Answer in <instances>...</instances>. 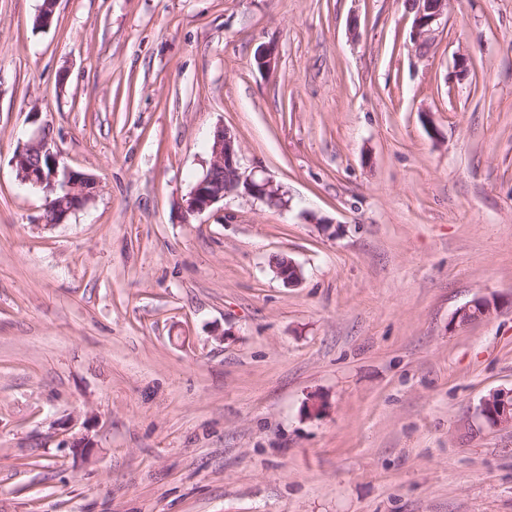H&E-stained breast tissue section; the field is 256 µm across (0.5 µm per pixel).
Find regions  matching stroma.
Wrapping results in <instances>:
<instances>
[{"label": "stroma", "instance_id": "stroma-1", "mask_svg": "<svg viewBox=\"0 0 512 512\" xmlns=\"http://www.w3.org/2000/svg\"><path fill=\"white\" fill-rule=\"evenodd\" d=\"M41 6L0 0V512H512V0L423 47L407 0ZM40 125L97 183L52 227ZM222 126L286 207L187 215ZM497 310L498 306L494 300L479 298L460 310L458 320L462 324H468L473 321L489 318ZM481 414L493 426L512 424V390L497 392L484 399Z\"/></svg>", "mask_w": 512, "mask_h": 512}]
</instances>
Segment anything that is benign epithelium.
Returning <instances> with one entry per match:
<instances>
[{"label":"benign epithelium","instance_id":"obj_1","mask_svg":"<svg viewBox=\"0 0 512 512\" xmlns=\"http://www.w3.org/2000/svg\"><path fill=\"white\" fill-rule=\"evenodd\" d=\"M413 13L412 35L416 44L423 46L444 15L447 0H410ZM259 69L271 71L275 67L276 54L271 46L256 53ZM50 130L42 127L17 150L12 165L19 180L39 187L48 195L55 196L57 223H62L72 212L84 206L94 195L95 180L87 174L61 166L60 157L51 147ZM212 162L198 179L186 200V213H202L227 196L244 190L245 193L264 200L272 207H285L288 200L281 187L269 179L256 180L240 171L238 142L226 128H219L210 147ZM278 277L288 284L300 280V268L292 260L275 265ZM495 301L479 298L460 310L458 320L462 324L485 319L497 312ZM481 414L493 425L512 424V390L497 392L484 399Z\"/></svg>","mask_w":512,"mask_h":512}]
</instances>
